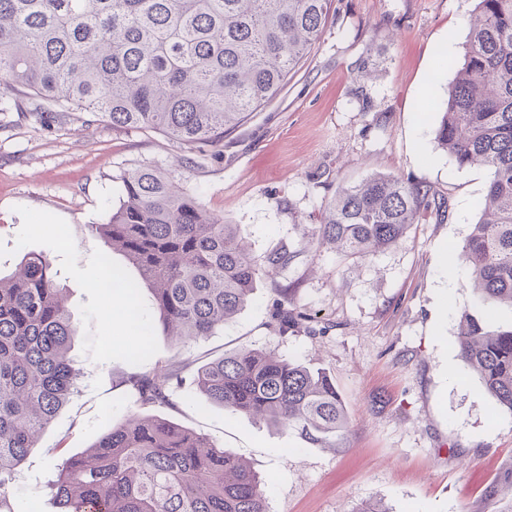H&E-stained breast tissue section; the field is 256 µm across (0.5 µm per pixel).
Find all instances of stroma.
Masks as SVG:
<instances>
[{"label":"stroma","instance_id":"obj_1","mask_svg":"<svg viewBox=\"0 0 512 512\" xmlns=\"http://www.w3.org/2000/svg\"><path fill=\"white\" fill-rule=\"evenodd\" d=\"M476 0H332L322 35L264 108L227 134L222 152L191 151L160 132L113 129L89 112L43 116L16 110L0 86V273L28 252L46 253L75 315L71 356L79 388L9 483L14 512L37 500L57 512V466L140 412L122 379L182 367L186 384L155 413L208 437L264 479L269 512H512V413L492 398L456 350L462 311L475 292L454 252L480 216L490 174L457 168L437 129L461 64ZM150 166L236 224L257 260L297 256L261 280L235 320L178 345L140 288L132 306L153 329L139 335L112 318V295L91 289L107 254L89 225L119 203L124 173ZM370 175L428 185L444 218L412 225L395 247L353 261L323 247L320 212L340 186ZM309 324L279 333L272 304ZM258 348L325 369L349 416L333 448L204 403L191 380L224 354Z\"/></svg>","mask_w":512,"mask_h":512}]
</instances>
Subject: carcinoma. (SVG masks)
Here are the masks:
<instances>
[{"instance_id":"cac0c4a2","label":"carcinoma","mask_w":512,"mask_h":512,"mask_svg":"<svg viewBox=\"0 0 512 512\" xmlns=\"http://www.w3.org/2000/svg\"><path fill=\"white\" fill-rule=\"evenodd\" d=\"M330 0H0V85L31 112H95L114 128L158 130L186 149L224 147V133L269 103L320 38ZM463 64L455 70L437 141L460 169L490 181L481 216L459 252L477 311L459 317V357L497 408L512 413V0H477ZM427 186L374 175L340 189L322 209L318 236L363 260L395 245L425 217ZM137 268L131 282L103 257L112 287L133 298L149 287L176 341L209 336L245 307L258 282L295 251L259 263L236 224L196 194L142 167L122 178L118 206L89 225ZM45 253L23 255L0 276V510L9 480L76 388L69 352L75 323ZM273 303L281 333L308 320ZM134 372L124 383L141 406L169 404L181 371ZM205 402L324 448L347 428L333 380L321 369L244 348L201 365ZM60 512H267L262 478L239 456L157 415L131 414L84 456L58 464Z\"/></svg>"}]
</instances>
